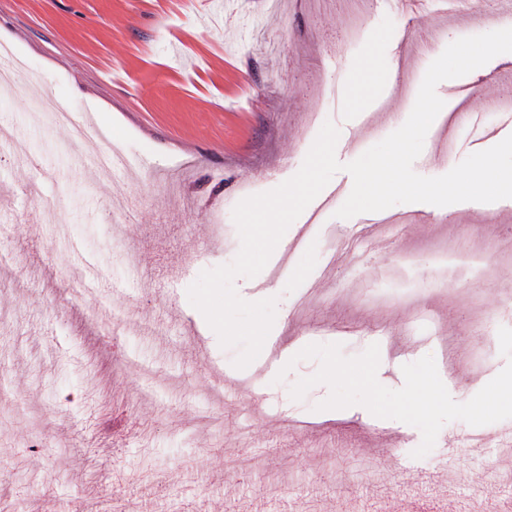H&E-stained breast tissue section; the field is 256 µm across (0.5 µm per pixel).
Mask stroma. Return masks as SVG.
Masks as SVG:
<instances>
[{"instance_id": "1", "label": "stroma", "mask_w": 512, "mask_h": 512, "mask_svg": "<svg viewBox=\"0 0 512 512\" xmlns=\"http://www.w3.org/2000/svg\"><path fill=\"white\" fill-rule=\"evenodd\" d=\"M355 6L360 43L342 27ZM332 0L318 12L310 0H0V42L25 68L39 71V88L18 85L0 97V126L25 140L53 180L41 203L19 188L33 172L0 146V244L12 253V276L0 278V512H137L150 500L157 512H213L224 488L236 485L224 512H501L496 488L512 485V465L499 447L467 450L468 426L440 430L433 449L414 457L422 435L409 424L371 426V413L320 420L322 399H302L291 387L318 369L298 361L284 377L258 365L248 383L226 386L217 402L207 381L231 366L238 348L221 347L197 316L188 287L206 269L231 263L240 249L233 221L244 198L269 191L301 167L324 121L340 130L336 157H359L354 138L380 109L405 122L430 65L459 39L458 25L435 0L420 13L397 11L391 0ZM512 71V53L477 74L438 84L476 86L465 109L501 94L499 73ZM331 90L317 104L318 88ZM48 99L95 120L106 144L127 166L102 176L83 144L65 129L34 121ZM512 127L502 117L484 125L480 141L461 136L438 165L417 158L416 173L449 172L471 153L489 148ZM139 205L125 233L112 215L130 198ZM60 210L48 223L39 206ZM470 203L445 207L395 205L405 219L426 223L382 249L357 252L330 265L321 228L304 233L297 218L283 236L303 239L300 253H273L254 278L235 282L247 301L276 298L270 331L281 350L298 342L338 343L361 354L386 331L378 381L404 384L402 365L438 355L443 337L462 351L453 377L459 392L487 384L504 367L498 330L512 327V265L495 241L512 236V221L466 232ZM459 236L481 250L485 272L468 292L435 287L433 246ZM99 272L102 300L126 313L120 333L111 319L92 316L69 292V245ZM404 271L394 279V271ZM335 297L308 301L313 283ZM355 289L352 297L342 296ZM481 309L488 335L473 334L469 317ZM157 326L140 327L142 311ZM134 359L154 377L125 368ZM224 417L216 437L202 418ZM149 427L148 446L114 444V436Z\"/></svg>"}]
</instances>
